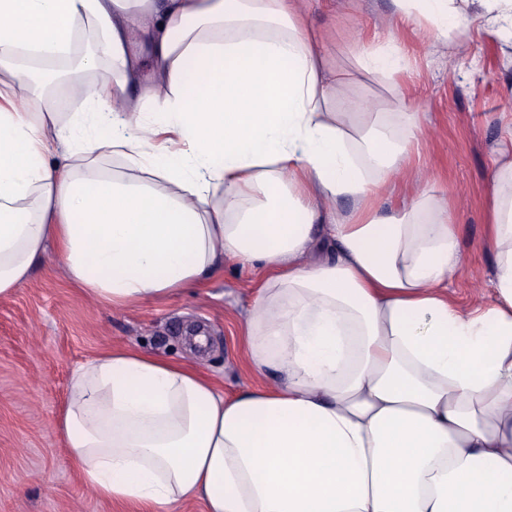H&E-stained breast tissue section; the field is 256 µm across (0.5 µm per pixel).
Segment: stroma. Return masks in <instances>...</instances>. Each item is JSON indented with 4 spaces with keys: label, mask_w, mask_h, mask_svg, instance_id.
Wrapping results in <instances>:
<instances>
[{
    "label": "stroma",
    "mask_w": 512,
    "mask_h": 512,
    "mask_svg": "<svg viewBox=\"0 0 512 512\" xmlns=\"http://www.w3.org/2000/svg\"><path fill=\"white\" fill-rule=\"evenodd\" d=\"M309 20L322 30L329 67L350 75L374 107L416 113L415 173L408 200L435 183L441 202L463 193L457 231L464 264L451 283L470 307L494 256L484 246L486 188L512 124V37L470 15L448 25L447 44L423 38L416 20L399 21L393 0H312ZM389 46L404 69L391 77L362 71V50ZM259 284L237 260L192 293L134 308H112L68 281L54 251L12 296L0 298V512H139L99 500L72 466L55 421L73 368L98 353L136 347L192 362L232 395L265 382L250 370L242 325ZM209 340L201 359L187 350L189 325Z\"/></svg>",
    "instance_id": "stroma-1"
}]
</instances>
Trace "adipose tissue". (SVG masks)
<instances>
[{
    "instance_id": "1",
    "label": "adipose tissue",
    "mask_w": 512,
    "mask_h": 512,
    "mask_svg": "<svg viewBox=\"0 0 512 512\" xmlns=\"http://www.w3.org/2000/svg\"><path fill=\"white\" fill-rule=\"evenodd\" d=\"M395 3L437 41L472 4L512 30V0ZM308 11L309 0H0V298L50 246L75 287L112 307L201 287L228 258L260 272L242 339L275 385L228 397L195 366L131 348L74 368L56 426L102 500L512 512V159L490 176L495 272L466 309L449 292L452 214L426 194L381 209L413 167L415 115L357 99ZM81 20L112 79L69 92L134 136L83 135L84 114L61 126L55 104L14 90L27 75L13 54L54 59ZM148 104L160 119H145Z\"/></svg>"
}]
</instances>
